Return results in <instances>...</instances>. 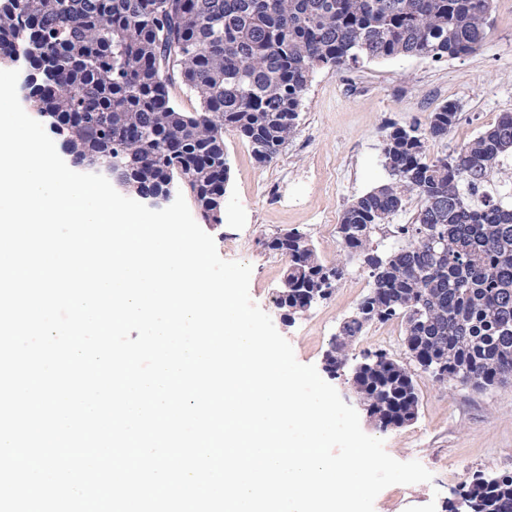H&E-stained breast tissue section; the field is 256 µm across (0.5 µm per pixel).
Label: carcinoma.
Wrapping results in <instances>:
<instances>
[{
	"instance_id": "obj_1",
	"label": "carcinoma",
	"mask_w": 512,
	"mask_h": 512,
	"mask_svg": "<svg viewBox=\"0 0 512 512\" xmlns=\"http://www.w3.org/2000/svg\"><path fill=\"white\" fill-rule=\"evenodd\" d=\"M494 0H0V54L29 64L28 98L77 161L122 164L125 180L159 194L177 173L215 213L229 178L224 132L270 163L292 136L314 75L374 59L439 61L479 49ZM184 85L198 107L171 100ZM455 103L426 128L387 125L390 179L354 198L337 224L343 252L327 265L297 230L268 238L285 258L275 306L293 321L333 295L354 265L369 291L341 323L325 360L382 429L419 413L415 372L484 391L512 383V208L482 195L512 152V113L430 159ZM415 198L410 224L390 219ZM403 325L404 360L379 349L349 364L373 322ZM469 512H512V475L473 474Z\"/></svg>"
}]
</instances>
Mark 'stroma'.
I'll return each instance as SVG.
<instances>
[{
	"mask_svg": "<svg viewBox=\"0 0 512 512\" xmlns=\"http://www.w3.org/2000/svg\"><path fill=\"white\" fill-rule=\"evenodd\" d=\"M354 74L362 90L353 96L343 91L339 73L323 70L314 76L297 127L271 163H258L238 135L225 133L224 206L219 224L204 227L223 259L251 265L252 301L271 317L298 362L319 369L340 321L367 294L368 276L350 268L330 299L286 322L273 304L285 259L266 248V238L299 230L323 262L334 264L341 254L336 227L343 209L388 179L382 163L387 123L424 126L440 104L455 102L456 126L428 144L427 155L434 158L512 112V0H494L491 33L474 53L438 62L412 56L374 60ZM273 187L287 193V203L268 201ZM401 336L400 321L371 324L350 356L357 362L385 349L403 359ZM416 381L420 411L414 423L382 430L364 418L360 425L383 439L393 458L419 461L433 479L385 488L374 512H442L473 473H512V383L475 391L421 372Z\"/></svg>",
	"mask_w": 512,
	"mask_h": 512,
	"instance_id": "35a3bbf8",
	"label": "stroma"
}]
</instances>
